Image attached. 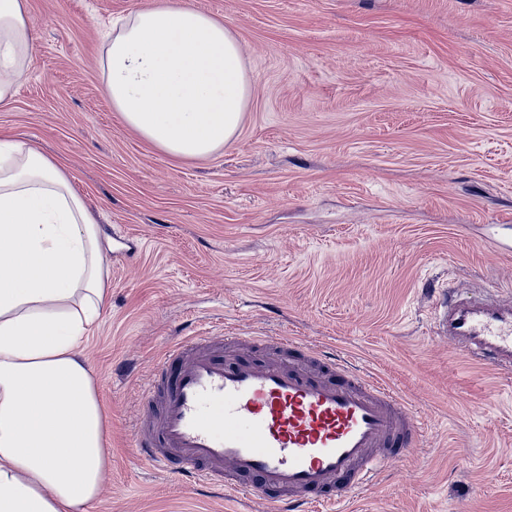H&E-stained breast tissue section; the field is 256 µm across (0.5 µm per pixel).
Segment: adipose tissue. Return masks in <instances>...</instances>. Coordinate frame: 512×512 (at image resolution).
Instances as JSON below:
<instances>
[{
	"label": "adipose tissue",
	"instance_id": "obj_1",
	"mask_svg": "<svg viewBox=\"0 0 512 512\" xmlns=\"http://www.w3.org/2000/svg\"><path fill=\"white\" fill-rule=\"evenodd\" d=\"M27 0H0V104L32 50ZM113 111L175 160L239 131L250 81L232 30L183 0L123 17L105 48ZM100 227L59 163L0 133V512H92L108 469L83 346L107 295Z\"/></svg>",
	"mask_w": 512,
	"mask_h": 512
}]
</instances>
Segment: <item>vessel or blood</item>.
I'll return each mask as SVG.
<instances>
[{"instance_id":"vessel-or-blood-1","label":"vessel or blood","mask_w":512,"mask_h":512,"mask_svg":"<svg viewBox=\"0 0 512 512\" xmlns=\"http://www.w3.org/2000/svg\"><path fill=\"white\" fill-rule=\"evenodd\" d=\"M438 335L469 361L512 370V298L460 294L432 302ZM234 332L169 344L133 434L138 459L233 498L255 492L272 512L342 503L421 438L396 391L294 336L273 337L291 359L225 360Z\"/></svg>"}]
</instances>
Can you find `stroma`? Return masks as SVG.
Here are the masks:
<instances>
[{
  "mask_svg": "<svg viewBox=\"0 0 512 512\" xmlns=\"http://www.w3.org/2000/svg\"><path fill=\"white\" fill-rule=\"evenodd\" d=\"M162 0H28L32 58L0 131L98 215L109 292L92 365L111 443L93 512H261L141 467L166 346L288 335L382 376L427 428L345 512H512V371L436 336L431 290L512 297V0H187L239 40L224 149L176 161L105 94L113 19Z\"/></svg>",
  "mask_w": 512,
  "mask_h": 512,
  "instance_id": "35a3bbf8",
  "label": "stroma"
}]
</instances>
